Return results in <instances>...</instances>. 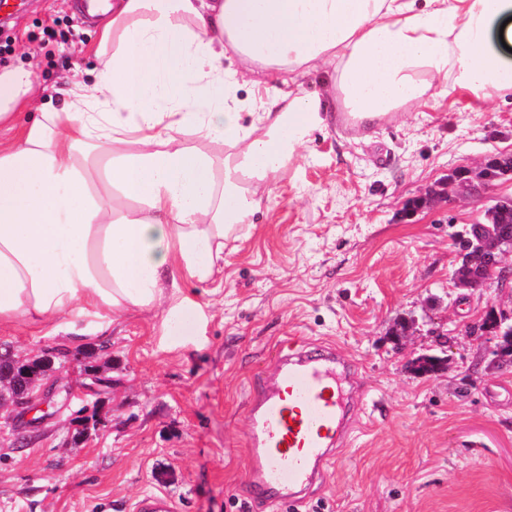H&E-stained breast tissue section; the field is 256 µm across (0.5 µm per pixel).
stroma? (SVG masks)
<instances>
[{"label": "stroma", "instance_id": "obj_1", "mask_svg": "<svg viewBox=\"0 0 512 512\" xmlns=\"http://www.w3.org/2000/svg\"><path fill=\"white\" fill-rule=\"evenodd\" d=\"M16 2L0 67L36 62L49 94L84 79L95 21L75 0ZM503 156L512 90L431 96L366 137L314 131L259 186L216 280L183 283L204 312L186 334L166 335L160 308L102 333L76 317L66 331L0 328L16 355H71L54 365L59 412L0 428V512H133L157 491L177 512H289L242 485L252 380L292 339L337 350L368 391L301 512H512V368L490 366L500 337L463 333L512 308V291L454 282L456 234L512 196V179L478 197L451 180ZM428 356L442 367L421 370Z\"/></svg>", "mask_w": 512, "mask_h": 512}]
</instances>
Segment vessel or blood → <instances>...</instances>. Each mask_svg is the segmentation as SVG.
I'll list each match as a JSON object with an SVG mask.
<instances>
[{"mask_svg": "<svg viewBox=\"0 0 512 512\" xmlns=\"http://www.w3.org/2000/svg\"><path fill=\"white\" fill-rule=\"evenodd\" d=\"M335 350L297 348L278 355L276 381L257 377L251 389L248 436V494L296 504L299 493L323 477L330 451L348 437L350 393ZM167 494L140 497L134 512H175Z\"/></svg>", "mask_w": 512, "mask_h": 512, "instance_id": "obj_1", "label": "vessel or blood"}]
</instances>
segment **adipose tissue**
Listing matches in <instances>:
<instances>
[{"label":"adipose tissue","mask_w":512,"mask_h":512,"mask_svg":"<svg viewBox=\"0 0 512 512\" xmlns=\"http://www.w3.org/2000/svg\"><path fill=\"white\" fill-rule=\"evenodd\" d=\"M95 15L98 66L59 105L39 101L33 63L0 68V326L199 319L182 283L213 278L257 187L330 113L370 123L512 87L491 46L497 30L512 44V0H103ZM229 53L264 78L248 125Z\"/></svg>","instance_id":"obj_1"}]
</instances>
